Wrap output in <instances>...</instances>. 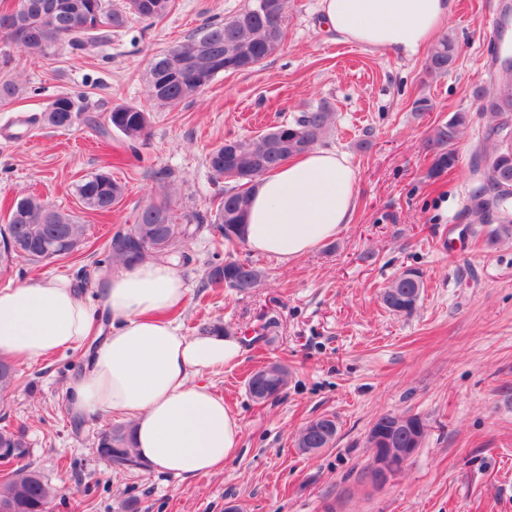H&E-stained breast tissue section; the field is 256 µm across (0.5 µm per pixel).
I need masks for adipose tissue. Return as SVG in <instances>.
Masks as SVG:
<instances>
[{
    "mask_svg": "<svg viewBox=\"0 0 512 512\" xmlns=\"http://www.w3.org/2000/svg\"><path fill=\"white\" fill-rule=\"evenodd\" d=\"M342 41L416 53L453 13L454 0H320ZM357 172L345 156L313 149L257 179L243 237L256 255L287 264L334 239L352 221ZM107 335L70 386L73 414L117 412L133 421L140 462L182 479L222 471L242 426L204 378L243 354L238 337L183 335L168 318L187 290L173 262L148 260L101 274ZM95 305L67 278L0 289V357L36 362L87 342Z\"/></svg>",
    "mask_w": 512,
    "mask_h": 512,
    "instance_id": "obj_1",
    "label": "adipose tissue"
}]
</instances>
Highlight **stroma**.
Instances as JSON below:
<instances>
[{
	"mask_svg": "<svg viewBox=\"0 0 512 512\" xmlns=\"http://www.w3.org/2000/svg\"><path fill=\"white\" fill-rule=\"evenodd\" d=\"M247 2L174 0L162 21H131L98 55L63 47L44 58L0 36V57L12 60L0 67V81L18 89L0 104V221L14 199L32 193L74 215L88 238L62 260L0 267V288L65 277L99 300L97 262L137 209L167 202L180 224L206 212L224 190L208 168L212 148L323 102L334 118L321 145L345 154L358 173L351 224L291 265L253 255L206 226L181 244L192 257L178 268L187 289L176 314L183 334L220 323L244 349L211 379L242 425L223 471L181 480L112 468L95 439L122 416L86 419L67 405L86 347L19 364L6 418L26 427L28 461L57 490L50 512H224L230 503L241 512H512V239L488 244L468 207L472 158L486 130L477 93L489 85L494 47L512 51V0H455L443 31L455 36L459 54L440 75L425 72L427 51L408 57L340 41L325 27L319 0H290L285 42L255 70L218 75L178 106L149 100L151 55ZM64 90L81 91L92 116L120 103L150 112L139 157L125 152L120 133L105 143L82 121L66 129L39 122ZM421 98L430 111H416ZM458 111L473 117L456 145L459 162L429 177L427 137ZM160 169L170 171L167 182L153 181ZM103 171L125 193L100 215L83 207L76 186ZM217 258L252 263L264 277L243 292L203 287ZM408 268L422 272L425 288L405 315L384 308L380 292ZM275 361L290 371L287 388L276 400L254 401L250 373ZM384 413L420 416L428 432L380 488L363 468L368 430ZM321 415L335 417L336 442L302 453L295 436ZM86 484L94 487L88 496Z\"/></svg>",
	"mask_w": 512,
	"mask_h": 512,
	"instance_id": "35a3bbf8",
	"label": "stroma"
}]
</instances>
